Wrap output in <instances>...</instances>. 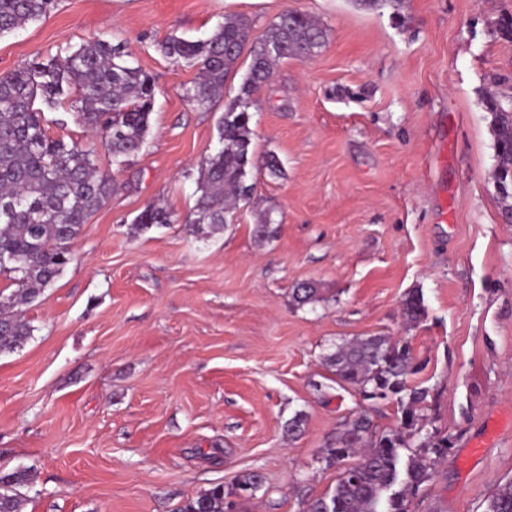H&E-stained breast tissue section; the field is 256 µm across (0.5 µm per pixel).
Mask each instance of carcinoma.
Masks as SVG:
<instances>
[{
  "instance_id": "1",
  "label": "carcinoma",
  "mask_w": 512,
  "mask_h": 512,
  "mask_svg": "<svg viewBox=\"0 0 512 512\" xmlns=\"http://www.w3.org/2000/svg\"><path fill=\"white\" fill-rule=\"evenodd\" d=\"M54 0H0V36L14 33L47 16ZM242 16H226L204 40L170 36L158 44L177 65L195 66L198 78L183 88V97L208 110L224 92L227 76L248 52L247 76L219 123L220 150L200 168L199 196L186 224H206L219 232L232 223L239 204L250 200L246 183L254 165L251 114L254 95L271 74L275 61H303L325 42L326 30L308 15H281L258 40ZM125 46L104 39L81 43L63 56L35 60L0 75V272L14 274L18 290L0 303V353L23 346L34 327L21 313L50 286L70 260V243L91 214L112 195V176L97 171L94 150L47 134L45 116L36 101L52 109L67 104L74 121L100 138L118 162L137 155L150 130L155 85L131 65ZM485 108L492 115L495 164L493 183L506 222L512 223V97L490 95ZM172 214L152 203L135 217V229L172 224ZM317 289L302 283L293 289L299 305L315 300ZM404 320L419 323L426 313L414 292L402 302ZM336 382L358 390L376 409L396 404L398 424L377 430L370 413L361 411L336 432L319 460L339 470L332 491L311 501L307 512H408L407 502L427 481L430 471L454 446L453 436L435 425L429 390L412 387L410 376L420 368L408 343L369 336L336 345L324 357ZM350 458L351 465H344ZM24 468L0 476V512H23L20 489L34 483ZM263 477L246 473L230 490L217 484L188 500L180 512H227L230 502L262 487ZM487 512H512V482L492 493Z\"/></svg>"
}]
</instances>
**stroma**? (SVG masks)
Here are the masks:
<instances>
[{"instance_id":"35a3bbf8","label":"stroma","mask_w":512,"mask_h":512,"mask_svg":"<svg viewBox=\"0 0 512 512\" xmlns=\"http://www.w3.org/2000/svg\"><path fill=\"white\" fill-rule=\"evenodd\" d=\"M290 10L327 37L278 60L254 96L251 148L284 174L250 169L235 223L199 231L184 218L250 58L205 111L183 97L197 68L157 45L206 38L227 15L258 39ZM507 14L512 0H56L0 38V75L100 37L155 84L147 143L122 164L67 105L44 112L49 135L94 147L116 187L23 307L32 338L0 354V474L34 473L24 512H180L253 471L264 482L241 512H306L338 477L321 448L366 406L323 357L368 336L409 343L423 366L412 382L454 437L410 512H485L512 480V224L483 105L512 96ZM150 203L173 223L135 230ZM268 216L275 232L258 237ZM302 282L318 302H294ZM413 291L426 316L410 326ZM402 313L409 325H415L425 317L426 309L420 294L414 292L405 296L402 302Z\"/></svg>"}]
</instances>
